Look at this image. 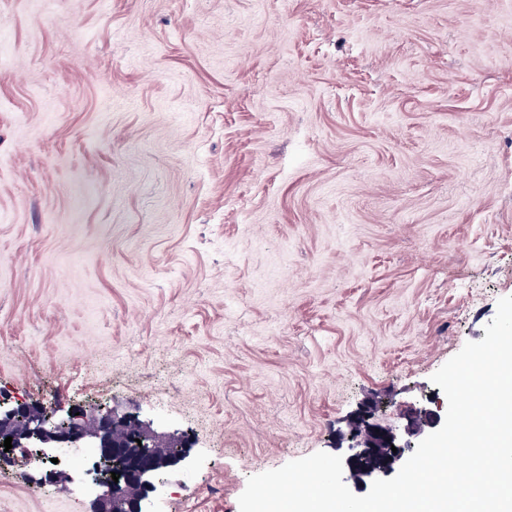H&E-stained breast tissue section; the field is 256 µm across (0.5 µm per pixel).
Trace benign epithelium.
<instances>
[{
	"instance_id": "benign-epithelium-1",
	"label": "benign epithelium",
	"mask_w": 512,
	"mask_h": 512,
	"mask_svg": "<svg viewBox=\"0 0 512 512\" xmlns=\"http://www.w3.org/2000/svg\"><path fill=\"white\" fill-rule=\"evenodd\" d=\"M442 404L433 398L429 405H408L401 412L406 421L403 432L367 425L363 439L352 435L348 458L351 477L361 487L387 477L395 465L406 461L414 448L441 421ZM56 411L20 404L0 405V449L3 435L12 437V450L19 451L14 462L31 465L51 458L44 445L56 448H98L94 480L103 487L95 512H142L141 501L164 483L170 468L186 458L182 442L165 437L134 416L117 417L104 405H90L57 418ZM397 452H392V448ZM119 476L113 480L112 475Z\"/></svg>"
}]
</instances>
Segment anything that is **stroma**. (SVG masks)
I'll return each instance as SVG.
<instances>
[{
    "mask_svg": "<svg viewBox=\"0 0 512 512\" xmlns=\"http://www.w3.org/2000/svg\"><path fill=\"white\" fill-rule=\"evenodd\" d=\"M505 296L512 0H0V397L186 436L144 512L401 426Z\"/></svg>",
    "mask_w": 512,
    "mask_h": 512,
    "instance_id": "35a3bbf8",
    "label": "stroma"
}]
</instances>
